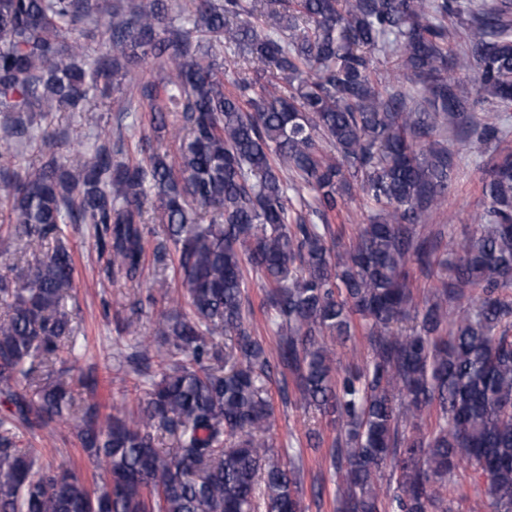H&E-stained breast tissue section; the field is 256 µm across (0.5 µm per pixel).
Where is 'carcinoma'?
I'll use <instances>...</instances> for the list:
<instances>
[{
	"instance_id": "obj_1",
	"label": "carcinoma",
	"mask_w": 512,
	"mask_h": 512,
	"mask_svg": "<svg viewBox=\"0 0 512 512\" xmlns=\"http://www.w3.org/2000/svg\"><path fill=\"white\" fill-rule=\"evenodd\" d=\"M464 14L455 50L448 20ZM106 17L108 48L92 55L78 33ZM382 58L400 82L377 77ZM148 61L160 80L132 82ZM469 83L495 100L493 120L471 112ZM109 98L147 104L156 129L175 119L176 152L144 139L132 161L120 125L90 143L43 125ZM511 109L512 0H193L188 13L174 0H0V118L39 146L35 165H0L13 216L0 251L23 240L32 254L0 273V512H301L300 464L267 441L278 364L296 380L284 403L334 415L336 512H450L463 461L493 512H512V155L486 171L478 223L449 238L455 261L420 234L456 163L444 133L470 149L502 140ZM70 143L91 158L66 164ZM355 181L372 215L343 248L332 224ZM150 223L163 232L154 267H173L185 304L162 279L133 301L167 307L125 357L147 386L137 412L107 413L54 374L74 349L67 228L89 226L107 278L126 285ZM412 261L448 278L411 316ZM253 273L275 363L255 336ZM359 332L370 362L341 375L336 345ZM72 419L110 482L24 445Z\"/></svg>"
}]
</instances>
